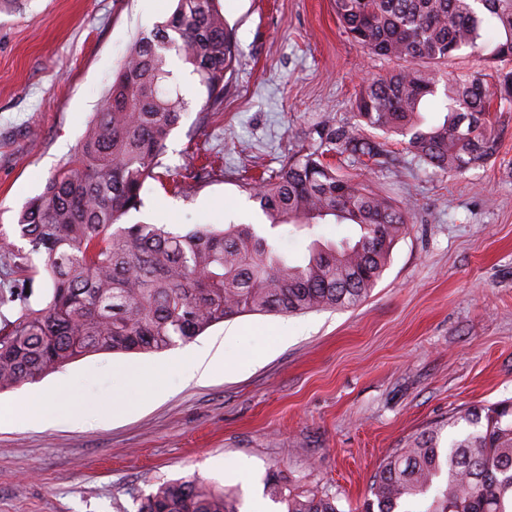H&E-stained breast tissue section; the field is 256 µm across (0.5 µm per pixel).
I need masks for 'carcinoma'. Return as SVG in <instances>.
Returning a JSON list of instances; mask_svg holds the SVG:
<instances>
[{"label":"carcinoma","mask_w":512,"mask_h":512,"mask_svg":"<svg viewBox=\"0 0 512 512\" xmlns=\"http://www.w3.org/2000/svg\"><path fill=\"white\" fill-rule=\"evenodd\" d=\"M219 0H175L172 13L128 48L78 151L20 211L14 236L0 232L13 277L0 287V391L32 383L92 353L162 352L243 315L301 314L362 304L409 230L411 207L395 204L327 164L383 155L360 133L324 127L271 177L246 184L266 224H292L312 238L300 260L252 224H124L144 206L143 189L165 167L166 141L188 101L168 54L191 68L202 110L224 100L235 42ZM344 32L368 53L410 65L360 85L362 128L403 138L412 159L463 175L498 151L490 120L497 98L512 104V0H333ZM469 48L495 69V85L469 71L441 83L439 65ZM440 98L442 123L425 125ZM354 224V240L319 235ZM43 256L37 265L33 255ZM46 273L50 287L35 288ZM10 311L5 315L1 309ZM459 435L443 442V432ZM266 493L285 512H340L336 498ZM137 512H239L231 489L197 476L158 484ZM361 512H512V400L455 412L407 437L379 464Z\"/></svg>","instance_id":"1"}]
</instances>
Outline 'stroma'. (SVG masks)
I'll use <instances>...</instances> for the list:
<instances>
[{
  "label": "stroma",
  "mask_w": 512,
  "mask_h": 512,
  "mask_svg": "<svg viewBox=\"0 0 512 512\" xmlns=\"http://www.w3.org/2000/svg\"><path fill=\"white\" fill-rule=\"evenodd\" d=\"M239 62L218 113L196 76L169 63L187 113L167 141V172L147 179L127 223L256 224L295 256L308 237L266 226L247 178L278 170L326 124L354 129L363 77L392 62L343 33L332 0H220ZM170 0H0V226L79 147L129 44ZM492 118L497 154L435 175L387 140L379 159L327 155L412 214L365 303L283 317L245 315L159 353H97L0 391V512H135L154 485L197 475L235 489L240 512H281L268 475L335 496L356 512L383 458L467 406L512 400V111ZM224 365L185 383L188 346ZM163 369L130 392L127 365ZM55 396L54 418L25 404ZM81 410L83 422L70 420Z\"/></svg>",
  "instance_id": "1"
}]
</instances>
